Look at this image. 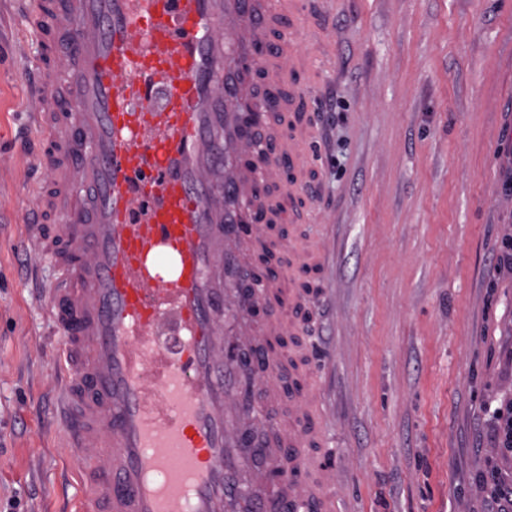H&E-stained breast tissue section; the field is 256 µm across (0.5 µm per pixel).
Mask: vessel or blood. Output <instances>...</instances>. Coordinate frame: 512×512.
Segmentation results:
<instances>
[{
	"label": "vessel or blood",
	"mask_w": 512,
	"mask_h": 512,
	"mask_svg": "<svg viewBox=\"0 0 512 512\" xmlns=\"http://www.w3.org/2000/svg\"><path fill=\"white\" fill-rule=\"evenodd\" d=\"M306 0H38L42 45L67 37L64 69L38 64L26 106L54 174L44 227L28 236L57 270L38 296L56 334L54 426L82 469V512H335V475L319 487L316 431L288 452V481L250 470L249 433L273 431L243 397L255 380L229 356L221 315L264 316L255 292L222 289L223 262L267 242L248 212L270 179L300 188L304 158L261 142L281 94L307 98L290 45ZM268 89L248 123L251 83ZM95 190L93 197L83 187Z\"/></svg>",
	"instance_id": "b4317fda"
}]
</instances>
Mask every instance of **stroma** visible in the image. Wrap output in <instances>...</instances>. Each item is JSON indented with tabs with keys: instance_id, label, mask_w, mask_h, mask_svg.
Segmentation results:
<instances>
[{
	"instance_id": "1",
	"label": "stroma",
	"mask_w": 512,
	"mask_h": 512,
	"mask_svg": "<svg viewBox=\"0 0 512 512\" xmlns=\"http://www.w3.org/2000/svg\"><path fill=\"white\" fill-rule=\"evenodd\" d=\"M293 48L308 103L303 192L268 195L284 252L251 251L224 282L279 268L281 380L257 386L279 438L323 402L341 512H490L475 476L497 457L481 408L512 393V0H307ZM34 0H0V512H78L82 464L49 417L56 341L22 249L51 175L20 150L36 54Z\"/></svg>"
}]
</instances>
